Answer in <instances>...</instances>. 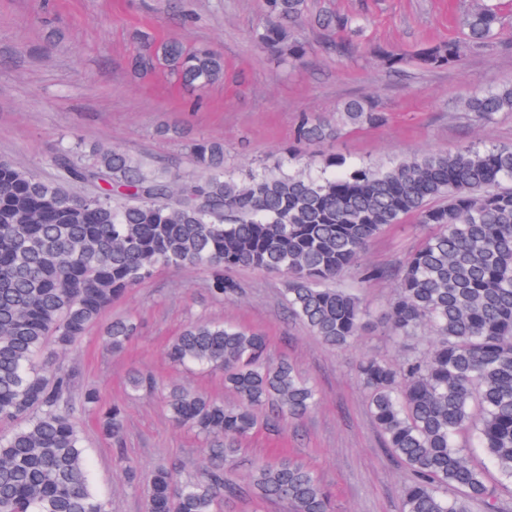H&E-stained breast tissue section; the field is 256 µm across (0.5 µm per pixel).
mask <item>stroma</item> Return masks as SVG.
<instances>
[{
  "instance_id": "1",
  "label": "stroma",
  "mask_w": 512,
  "mask_h": 512,
  "mask_svg": "<svg viewBox=\"0 0 512 512\" xmlns=\"http://www.w3.org/2000/svg\"><path fill=\"white\" fill-rule=\"evenodd\" d=\"M471 2L307 0L312 15H363L364 46L351 55L336 53L327 33L308 25L298 32L308 47L305 62L287 70L253 39L266 20L264 0H0V158L48 179L60 142L82 141L120 148L185 177L193 171L192 144L212 139L223 141L224 165L236 175L271 166L289 151L299 155L300 168L316 175L329 155L387 165L473 143L510 146L512 112L481 124L465 101L476 90L512 84V0H501L498 43L470 51L449 68L426 70L411 62L394 73L374 53L396 48L411 56L427 43L459 38L460 17ZM167 39L221 54L223 81L199 92L160 66L142 75L132 71L145 42ZM366 97L380 103L384 125L313 147L295 142L300 113L332 119L346 101ZM421 237L409 217L372 243L365 264L389 275L360 290L371 312L386 307ZM234 276L245 293L227 301L209 292L204 270L158 268L102 317L103 323L129 315L137 321L138 333L123 352L106 348L101 325H95L75 350L59 355L58 365L78 374L73 402L94 388L103 403L124 409L125 430L112 444L101 438L93 414L75 412L100 495L111 500L112 512H144V491L130 483L128 465L142 472L172 465L185 477L202 468L206 444L172 422L166 389L177 384L227 402L233 396L222 372L172 366L165 351L190 322L221 319L265 333L269 361L292 363L320 396L305 417L277 431L259 428L242 441L236 481L247 485L253 460L287 454L316 470L335 512H400L405 469L387 452L356 375L363 357L395 364L400 349L379 328L347 347L330 348L288 318L283 276L250 269ZM134 370L154 375L156 390L132 393L127 379Z\"/></svg>"
}]
</instances>
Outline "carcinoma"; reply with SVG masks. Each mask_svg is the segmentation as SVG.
Wrapping results in <instances>:
<instances>
[{"instance_id":"cac0c4a2","label":"carcinoma","mask_w":512,"mask_h":512,"mask_svg":"<svg viewBox=\"0 0 512 512\" xmlns=\"http://www.w3.org/2000/svg\"><path fill=\"white\" fill-rule=\"evenodd\" d=\"M270 22L256 40L285 65L307 53L294 30L307 20L306 0H265ZM350 53L361 18L325 12L314 19ZM463 36L416 54L425 69L460 62L500 30L496 0H473ZM390 69L408 62L396 49L375 51ZM164 61L176 80L203 90L224 79V59L177 40L134 59L147 73ZM479 123L512 112V85L475 91L465 102ZM373 102H346L336 122L304 112L295 140L313 146L342 132L383 123ZM192 152L197 179L181 182L144 168L117 148L62 147L44 180L0 160V512H112L88 473V452L70 405L74 371L51 366L74 348L104 311L158 267L210 271V292L232 299L245 285L227 275L250 268L286 277L289 318L327 346L342 348L370 325V312L345 285L386 276L361 259L372 242L412 216L424 228L406 260L382 318L398 342L432 339L404 350L399 365L369 356L357 366L384 447L406 469L402 512H512V146L469 145L414 155L386 167H345L326 158L312 176L281 168L224 176V143L201 140ZM116 319L106 345L122 351L136 332ZM267 337L238 324L199 321L168 346L170 363L220 370L232 403L173 386V422L208 445L199 476L171 468L146 480V512H219L245 494L228 477L240 442L262 422L276 429L318 403L316 389L288 361L266 359ZM82 407L100 418V433L118 440L122 408L100 406L98 391ZM473 436L503 476L497 486L464 454ZM250 491L289 512H331L329 492L310 466L292 457L258 459Z\"/></svg>"}]
</instances>
